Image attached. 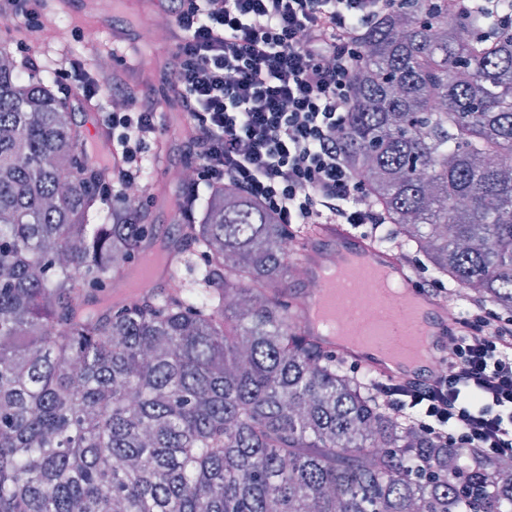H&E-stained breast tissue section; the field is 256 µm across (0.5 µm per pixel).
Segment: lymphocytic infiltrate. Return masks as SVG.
Wrapping results in <instances>:
<instances>
[{
    "label": "lymphocytic infiltrate",
    "mask_w": 512,
    "mask_h": 512,
    "mask_svg": "<svg viewBox=\"0 0 512 512\" xmlns=\"http://www.w3.org/2000/svg\"><path fill=\"white\" fill-rule=\"evenodd\" d=\"M395 0H164L173 53L164 81L189 126L199 185H232L283 224L333 220L380 232L362 208L367 187L347 166L343 134L360 57L359 31ZM104 112L112 146L105 196L126 201L157 135V107L124 70L64 71ZM389 409L412 412L434 443L491 461L512 459V315L471 300L453 320L447 369L422 381L379 382Z\"/></svg>",
    "instance_id": "1"
}]
</instances>
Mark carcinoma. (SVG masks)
Instances as JSON below:
<instances>
[{
    "mask_svg": "<svg viewBox=\"0 0 512 512\" xmlns=\"http://www.w3.org/2000/svg\"><path fill=\"white\" fill-rule=\"evenodd\" d=\"M345 160L430 273L512 314V24L396 0L362 29ZM0 41V512H512V465L438 448L289 301L293 228L205 186L162 287L100 196L54 69Z\"/></svg>",
    "mask_w": 512,
    "mask_h": 512,
    "instance_id": "1",
    "label": "carcinoma"
}]
</instances>
